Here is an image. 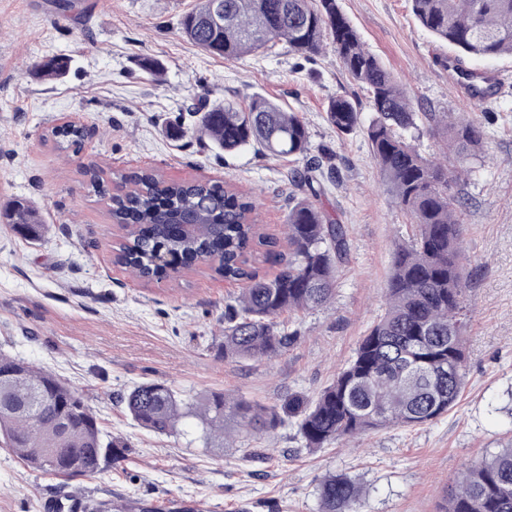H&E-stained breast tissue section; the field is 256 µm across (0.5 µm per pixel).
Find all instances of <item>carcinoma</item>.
<instances>
[{
  "label": "carcinoma",
  "mask_w": 512,
  "mask_h": 512,
  "mask_svg": "<svg viewBox=\"0 0 512 512\" xmlns=\"http://www.w3.org/2000/svg\"><path fill=\"white\" fill-rule=\"evenodd\" d=\"M224 23H205L212 0L199 3L181 19L184 37L209 55L240 59L284 42L288 53L308 59L330 44L345 70L369 93L374 116L364 130L371 156L390 185L395 205L413 233L397 244L385 288L384 312L359 340L336 378L314 398L288 394L265 407L222 392L182 394L161 381L141 382L121 395L130 418L141 428L172 436L185 417L201 426L206 445L224 439L231 416L247 431L270 433L289 422L308 450L348 441L393 425L432 422L454 407L464 389L468 328L465 229L456 188L467 164L487 144L485 127L444 112L435 120L446 150L457 165L426 156L407 132L417 128L405 88L378 56L366 50L337 0H222ZM413 15L435 37L459 50V72L470 75L466 58L512 55V0H410ZM66 55L44 57L37 75L62 79L71 69ZM195 116L166 126L178 138L207 139L227 154L258 147L272 157L303 162L289 182L291 195L284 239L288 257L270 279L255 263L270 255L273 238L256 219L254 198L232 184L167 181L154 171L120 176L129 185L111 196L112 223L123 231L117 260L138 279L176 282L207 266L240 285L224 308V359H271L299 339L298 331L277 321L329 303L339 265L348 255L344 226L319 206L325 183L336 180L332 151L311 154L308 125L256 94L237 103L199 101L186 109ZM326 120L340 136L359 131L356 105L332 97ZM81 127L56 134L60 148L79 150ZM0 217L19 235L42 236L36 208L15 200ZM0 442L33 470L67 477L91 474L101 461L124 458L123 440L103 436L83 396L55 374L0 352ZM363 489L353 478L330 474L320 484L321 512H361ZM57 502L55 512H110L105 502L75 495ZM445 512H512V442L463 471L448 495Z\"/></svg>",
  "instance_id": "1"
}]
</instances>
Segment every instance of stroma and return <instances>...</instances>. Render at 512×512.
I'll list each match as a JSON object with an SVG mask.
<instances>
[{
  "label": "stroma",
  "mask_w": 512,
  "mask_h": 512,
  "mask_svg": "<svg viewBox=\"0 0 512 512\" xmlns=\"http://www.w3.org/2000/svg\"><path fill=\"white\" fill-rule=\"evenodd\" d=\"M198 0H0V207L17 198L36 206L47 230L21 239L0 223V350L52 371L77 389L108 435L128 446L123 459L91 476L65 478L28 468L0 446V512H53L82 492L144 512L154 500H195L205 512H319L327 474L367 488L363 512H438L471 462L512 441V57L477 61L505 74L506 89L482 108L459 101L444 64L450 50L415 20L408 0H338L365 47L402 81L423 112L473 117L488 149L460 185L466 200V386L433 422L392 426L358 442L308 451L292 424L249 435L226 422L223 447L206 448L197 422L159 437L136 425L120 396L157 380L190 394L221 392L273 406L288 394L315 396L351 358L384 307L398 241L411 233L373 162L363 133L339 136L325 120L329 98L354 101L362 120L369 95L332 47L306 60L279 42L258 56H211L181 34L180 18ZM73 62L60 80L35 76L43 57ZM153 57L155 80L138 61ZM264 95L307 122L312 145L337 154L340 181L320 200L345 225L350 243L330 304L282 314L297 343L271 360L222 354L224 305L238 285L208 268L180 286L143 284L115 260L120 231L110 215L119 175L153 169L166 179L232 182L257 199L258 219L277 238L259 262L264 278L281 268L294 163L248 149L233 155L191 136L162 132L195 97L247 104ZM85 126L79 152L59 150L65 121ZM96 167L109 192L94 194L84 171Z\"/></svg>",
  "instance_id": "35a3bbf8"
}]
</instances>
